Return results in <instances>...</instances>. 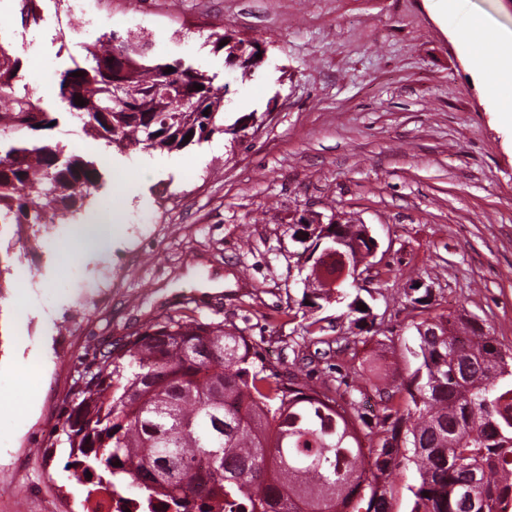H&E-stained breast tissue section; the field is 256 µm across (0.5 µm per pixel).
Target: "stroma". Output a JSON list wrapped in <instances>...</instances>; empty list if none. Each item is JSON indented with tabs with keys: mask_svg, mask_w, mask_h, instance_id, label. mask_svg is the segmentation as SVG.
<instances>
[{
	"mask_svg": "<svg viewBox=\"0 0 512 512\" xmlns=\"http://www.w3.org/2000/svg\"><path fill=\"white\" fill-rule=\"evenodd\" d=\"M39 24L19 0H0V47L20 61L15 86L55 118L36 132L65 155H103V185L83 213L109 206L111 234L74 253V227L23 239L0 223V512H83L65 465L62 408L96 348L140 332L161 314L224 322L257 341L281 371L327 375L316 356L345 307L302 337L289 227L299 213L344 214L371 228L380 257L370 288L376 333L342 370L373 384L387 366L414 368L403 290H432L436 312L472 316L512 348V125L473 75L454 29L480 14L512 28V0H467L441 20L433 0H83L74 26L66 0H39ZM224 28L265 56L250 74L226 66L208 35ZM134 33L152 54L215 74L224 132L180 150L118 153L86 133L48 87L88 44ZM254 114L246 133L235 121ZM144 175L114 196L115 178Z\"/></svg>",
	"mask_w": 512,
	"mask_h": 512,
	"instance_id": "1",
	"label": "stroma"
}]
</instances>
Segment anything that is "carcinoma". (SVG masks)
I'll return each mask as SVG.
<instances>
[{
    "label": "carcinoma",
    "mask_w": 512,
    "mask_h": 512,
    "mask_svg": "<svg viewBox=\"0 0 512 512\" xmlns=\"http://www.w3.org/2000/svg\"><path fill=\"white\" fill-rule=\"evenodd\" d=\"M117 50L124 69L114 74ZM86 51L88 65L63 72L51 91L105 146L172 150L224 131L217 75L154 58L131 34H104ZM18 73L19 60L0 48V124L15 139L0 154V219L20 229L67 224L98 190L100 160L29 141L51 119L28 123L37 107L16 95ZM185 78L203 86L195 108L164 93ZM367 231L342 224L313 244L353 256ZM302 282L312 312L305 337L324 330L313 313L347 292L327 287L315 262ZM403 295L424 315L405 347L417 366L397 384L372 386L381 409L371 417L354 396L363 389L283 374L222 322L153 318L125 343L96 350L74 383L64 407L68 471L89 497L101 487L133 492L115 512H393L402 468L418 475L406 486V512H512V353L477 321L430 312L431 289ZM363 304L355 295L346 316L369 334L373 308Z\"/></svg>",
    "instance_id": "carcinoma-1"
}]
</instances>
